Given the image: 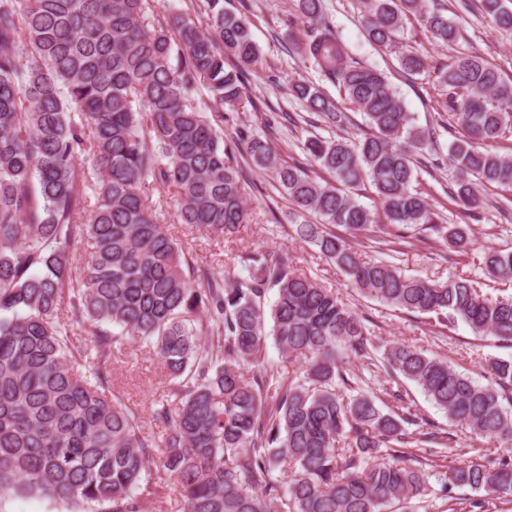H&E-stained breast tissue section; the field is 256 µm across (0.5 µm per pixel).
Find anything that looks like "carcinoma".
<instances>
[{
	"mask_svg": "<svg viewBox=\"0 0 512 512\" xmlns=\"http://www.w3.org/2000/svg\"><path fill=\"white\" fill-rule=\"evenodd\" d=\"M221 0H200L206 26L177 9L150 20L149 0H0V493L88 503L102 512H142L143 499L172 488L181 512H387L422 500L429 472L420 417L391 391L385 412L361 391L350 359L380 363L402 376L471 435L512 441V357H491L483 386L448 361L392 344L376 361L364 319L335 293L290 269L284 251L240 257L236 280L206 268L185 271L179 244L158 223L143 187L173 192L179 223L225 238L249 220L242 168L224 141V105L243 100L245 71L261 61L247 23ZM366 40L388 47L410 14L424 18L435 42L457 29L423 0H361ZM494 26L512 30V0H478ZM307 28L292 42L362 112L369 133L306 140V154L336 181L368 180L395 236L420 227L453 252L473 241L444 224L420 192L419 151L431 140L377 69L352 60L325 21L321 0H295ZM25 31L28 48L18 47ZM236 63L228 66L224 53ZM400 69H424L413 53ZM451 118L463 135L448 145L457 170L450 195L465 211L480 206L476 185L512 184V157L494 145L512 133V84L482 57L457 56L439 73ZM205 89L211 118L195 105ZM289 95L330 127L349 122L314 83L298 79ZM259 168H273L302 213L345 228L329 233L300 223L294 233L363 294L388 306L458 321L480 336L512 343V295L489 299L468 279L406 276L387 261H367L349 237L378 213L304 169L283 165L268 139L238 132ZM86 159L89 169L77 165ZM90 246L78 276L71 254ZM488 273L512 283V249L484 254ZM276 289L271 305L265 298ZM70 325L55 320L63 303ZM96 329L84 365L69 356L73 327ZM125 336L149 342L172 380L155 420L169 433L152 455L135 408L113 393L106 363ZM304 359L289 377L263 349ZM281 476H273L276 469ZM512 500V457L463 460L443 485Z\"/></svg>",
	"mask_w": 512,
	"mask_h": 512,
	"instance_id": "carcinoma-1",
	"label": "carcinoma"
}]
</instances>
